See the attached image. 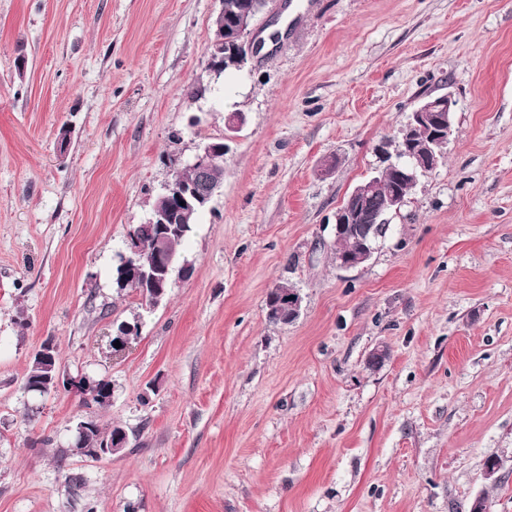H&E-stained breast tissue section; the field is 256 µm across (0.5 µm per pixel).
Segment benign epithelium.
Here are the masks:
<instances>
[{
    "mask_svg": "<svg viewBox=\"0 0 512 512\" xmlns=\"http://www.w3.org/2000/svg\"><path fill=\"white\" fill-rule=\"evenodd\" d=\"M259 15L254 10L244 9L237 12L230 19L232 36L230 38L229 54L235 64L244 63L252 42V30L257 25ZM217 29L213 33L211 45L215 52L210 54L208 66L214 73L224 68V9H219L215 16ZM455 106L453 99H448V111L435 112L434 105L423 102L414 112L411 113L408 124L401 130L402 141L409 147L410 160H396L388 163L393 168L397 177L409 184H415L419 177L437 167L440 159L443 158V150L436 149V146L450 139L455 125ZM224 154V144L207 143L201 147L193 157L190 166L193 168H208L214 159ZM384 170H379L376 175L361 182L348 195L345 202L337 209L335 215L334 233L341 237L345 234L353 235L362 244L360 251L353 253L339 252L336 254V264L343 269H353L361 266L372 257L376 250L379 238L384 236L387 230L385 213L398 210L404 203V199L397 194H391L386 201V211L374 212L368 208V199L381 184L379 175ZM218 186L207 188L198 193L183 185L171 183L161 194L160 200L166 202V207L155 205L153 219L147 224L152 228L156 224L167 223L165 209L174 210L181 206V203L197 202L200 205L211 201ZM55 344L48 340L33 353V357L40 363L52 368L55 363ZM84 376L62 377L58 374L47 379L42 387L44 391L53 392L59 388H66L71 392L84 393L86 389L81 385Z\"/></svg>",
    "mask_w": 512,
    "mask_h": 512,
    "instance_id": "1",
    "label": "benign epithelium"
}]
</instances>
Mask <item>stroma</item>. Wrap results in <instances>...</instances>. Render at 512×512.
I'll list each match as a JSON object with an SVG mask.
<instances>
[{"instance_id":"stroma-1","label":"stroma","mask_w":512,"mask_h":512,"mask_svg":"<svg viewBox=\"0 0 512 512\" xmlns=\"http://www.w3.org/2000/svg\"><path fill=\"white\" fill-rule=\"evenodd\" d=\"M219 8L0 0V512H512V0H271L269 43L217 75ZM445 93L442 160L338 268L337 208ZM213 139L186 272L156 306L117 290L132 226ZM282 283L302 303L274 324ZM49 338L108 406L25 391ZM85 417L127 448L72 454ZM289 287L285 284H279L276 285L267 295L266 300V316L269 322L272 323H281V324H288L290 321L288 320V313L291 314L293 317L292 320H295L300 311L301 307V296L300 294L293 288L288 289ZM280 291L281 293H285L282 295V298L284 299L285 306L288 307V309H281V310H274L275 314L268 313V306H271L272 302L278 301L280 298V294L278 293ZM288 291V292H287ZM287 297H290V300H287Z\"/></svg>"}]
</instances>
